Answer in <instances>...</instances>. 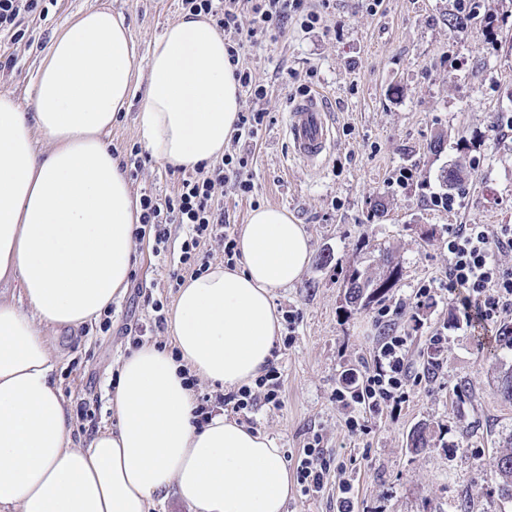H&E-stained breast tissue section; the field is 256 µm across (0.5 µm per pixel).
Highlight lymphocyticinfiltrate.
<instances>
[{
    "label": "lymphocytic infiltrate",
    "mask_w": 512,
    "mask_h": 512,
    "mask_svg": "<svg viewBox=\"0 0 512 512\" xmlns=\"http://www.w3.org/2000/svg\"><path fill=\"white\" fill-rule=\"evenodd\" d=\"M181 2L185 11L210 16L215 26L227 34L226 48L235 62L258 39L282 35L289 21L298 22L305 30L325 25L330 0H249L251 20L247 23L239 13L240 0ZM249 161V154L227 153L203 163L193 176L181 179L174 193H141L142 213L136 241H148L153 253L161 255L168 250L171 225L187 229L179 256L180 268L171 275L175 284H182L185 274L197 276L208 268L209 255L204 250L208 243L220 245L226 260L237 257L236 239L224 223L216 197L227 185L241 196L252 193ZM503 249L512 250L511 224L500 225L494 232L484 224L449 226L448 288L466 291L460 300L464 321L496 322L503 313L512 311V269L494 258L495 251ZM406 343V337L386 334L375 344L371 372L343 374V387L337 390L336 398L351 412L349 431L358 430V415L379 411L384 406L397 410L404 403V388L413 379L406 361ZM281 385L280 372L270 367L254 385L217 395L215 401L237 414L251 411L260 400L276 406L280 403ZM294 464L304 492H322L331 472V461L317 443H308L295 457Z\"/></svg>",
    "instance_id": "lymphocytic-infiltrate-1"
}]
</instances>
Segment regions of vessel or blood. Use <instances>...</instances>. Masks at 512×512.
<instances>
[{
  "label": "vessel or blood",
  "mask_w": 512,
  "mask_h": 512,
  "mask_svg": "<svg viewBox=\"0 0 512 512\" xmlns=\"http://www.w3.org/2000/svg\"><path fill=\"white\" fill-rule=\"evenodd\" d=\"M285 133L293 158L323 164L334 145V133L322 95L313 94L291 102Z\"/></svg>",
  "instance_id": "1"
}]
</instances>
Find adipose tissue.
<instances>
[{"instance_id":"obj_1","label":"adipose tissue","mask_w":512,"mask_h":512,"mask_svg":"<svg viewBox=\"0 0 512 512\" xmlns=\"http://www.w3.org/2000/svg\"><path fill=\"white\" fill-rule=\"evenodd\" d=\"M120 15L91 6L52 36L30 106L0 93V512H150L177 496L189 512H284V452L213 412L198 423L193 380L235 389L274 359L278 289L310 255L302 225L259 207L240 227L235 266L179 288L174 349L123 357L110 407L119 423L75 446L47 328H79L125 292L141 208L104 134L141 95L138 133L152 157L193 169L223 155L240 111L225 40L184 15L150 47L146 85ZM43 139L46 150L35 147Z\"/></svg>"}]
</instances>
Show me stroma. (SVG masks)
I'll return each mask as SVG.
<instances>
[{
	"instance_id": "35a3bbf8",
	"label": "stroma",
	"mask_w": 512,
	"mask_h": 512,
	"mask_svg": "<svg viewBox=\"0 0 512 512\" xmlns=\"http://www.w3.org/2000/svg\"><path fill=\"white\" fill-rule=\"evenodd\" d=\"M92 5L124 18L139 82L151 44L183 14L179 0H38L37 12L20 24L23 39L0 42V51L15 56L11 68L0 69V93L29 104L52 34ZM482 9L499 17L494 31L482 16L457 36L447 22L454 0H384L375 14L363 0H331L329 28L307 32L292 22L283 36L260 39L240 57V68L267 88L256 102L241 95V107L265 111L267 127L252 150L254 190L247 197L225 190L224 221L236 230L256 207L286 209L309 238L310 260L300 280L274 297L276 308L301 312L292 341L278 342L274 352L281 403L258 404L237 420L289 456L320 436L336 466L321 497L293 485L286 512H336L344 479L353 485V512H456L463 499L471 512H512V497L496 479L497 457L512 433V402L498 392L512 349H480L472 326L456 325V299L448 294L449 225H512V138L496 127L499 116L512 113V0H483ZM303 84L323 95L334 125L335 147L319 166L292 158L284 134L288 103ZM439 136L441 148L431 150ZM458 163L468 177L450 210L435 198L444 192L442 170ZM404 169L411 177L401 183ZM183 175L150 157L130 182L137 192L168 194ZM184 238L173 228L160 256L136 245L138 262L111 308L108 331L90 325L48 333L62 395L84 412L74 440L116 425L109 396L134 330L144 329L145 341L169 343L150 303L173 306L169 281ZM382 251L396 257L399 278L381 301L354 309L344 301L346 279L355 268L382 277ZM424 285L434 298L419 308L415 293ZM390 331L407 335V357L422 381L408 387L398 417L375 413L364 431L350 432L335 399L341 376L371 370L374 342ZM440 331L448 347L430 373L428 339ZM419 428L431 445L418 452L409 441Z\"/></svg>"
}]
</instances>
